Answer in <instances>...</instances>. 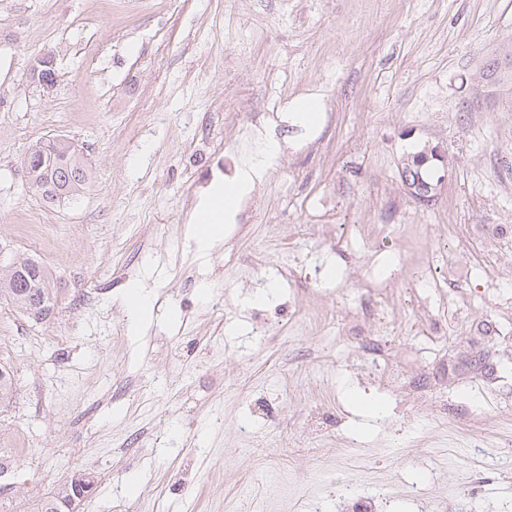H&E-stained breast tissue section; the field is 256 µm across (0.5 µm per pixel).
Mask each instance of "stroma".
<instances>
[{
	"label": "stroma",
	"mask_w": 512,
	"mask_h": 512,
	"mask_svg": "<svg viewBox=\"0 0 512 512\" xmlns=\"http://www.w3.org/2000/svg\"><path fill=\"white\" fill-rule=\"evenodd\" d=\"M510 40L512 0H0V251L41 259L58 299L40 323L0 302L14 379L0 448L27 449L0 512H36L82 472L96 489L75 512H252L240 492L261 464L296 477L284 512L376 493L382 512H512V269L471 281L446 343L410 320L442 304L448 255L468 246L436 225H512V92L471 101ZM47 53L49 88L29 78ZM308 97L312 126L293 111ZM257 136L280 162L204 246L193 215ZM49 137L94 171L75 203L46 206L25 180L26 150ZM431 148L444 159L422 204L401 166ZM40 224L64 233L55 257ZM360 224L429 242L436 288ZM375 253L396 364L448 363L416 406L375 383L349 332ZM134 280L149 297L137 322ZM285 373L312 391L289 398ZM448 397L463 415L438 416ZM350 435L353 461L331 451Z\"/></svg>",
	"instance_id": "1"
}]
</instances>
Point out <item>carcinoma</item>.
I'll return each mask as SVG.
<instances>
[{"label": "carcinoma", "instance_id": "1", "mask_svg": "<svg viewBox=\"0 0 512 512\" xmlns=\"http://www.w3.org/2000/svg\"><path fill=\"white\" fill-rule=\"evenodd\" d=\"M438 160L435 151H422L403 163V173L429 181L426 164ZM28 169V184L46 204L73 203L80 199L92 182V170L80 152L57 137L33 144L24 159ZM32 271L10 274L0 267V297L10 301L21 313L27 315L36 308L56 305L52 289L48 286V273L40 260L26 257ZM72 489L61 487L43 500L40 512H66Z\"/></svg>", "mask_w": 512, "mask_h": 512}]
</instances>
